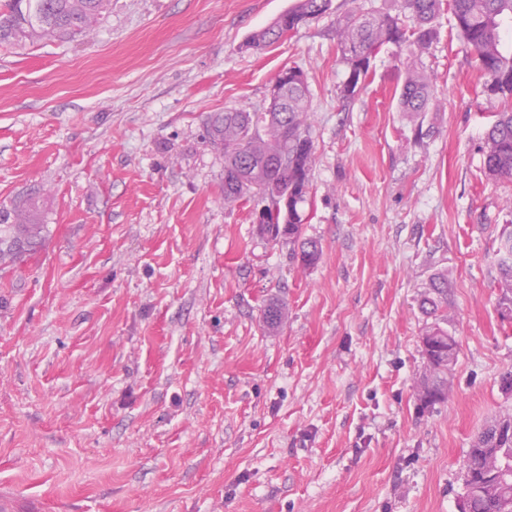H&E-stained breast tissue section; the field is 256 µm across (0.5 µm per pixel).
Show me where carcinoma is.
Wrapping results in <instances>:
<instances>
[{"label":"carcinoma","instance_id":"cac0c4a2","mask_svg":"<svg viewBox=\"0 0 512 512\" xmlns=\"http://www.w3.org/2000/svg\"><path fill=\"white\" fill-rule=\"evenodd\" d=\"M332 0H296L275 21L250 35L245 46L263 51L301 23L331 9ZM442 0H399L397 12H355L339 21L337 51L349 67L346 91L355 93L369 75L370 64L360 66L361 57L377 54L387 44L408 45L403 65L404 82L398 94L403 112H423L432 94L427 75L416 67L414 57L434 39L432 21ZM456 27L477 53L479 68L492 91L512 99V84H502L512 75V51L505 30L512 26V0H448ZM112 0H0V44L69 43L93 32L108 13ZM309 86L288 89V107L281 112L224 111L211 114L206 122L204 143L224 154V203L235 204L258 196L259 187L280 181L289 193L288 212L270 215L265 233L270 240L288 238L298 243V261L311 267L321 258L312 239L301 238L314 146L308 123ZM484 171L491 179L512 178V108L498 114L486 135ZM42 196L34 191L11 206L0 207V256L21 257L33 251L41 224ZM500 305L512 314V230L500 232L498 249ZM448 278L432 280L421 300L423 312L434 322L423 336L427 372L423 376L420 401L430 408L446 397L447 374L455 363L459 344L448 334ZM288 318L284 303L274 300L262 311L267 328L276 330ZM512 415H502L479 432L464 465L466 512H512Z\"/></svg>","mask_w":512,"mask_h":512}]
</instances>
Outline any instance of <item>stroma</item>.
I'll return each instance as SVG.
<instances>
[{"mask_svg": "<svg viewBox=\"0 0 512 512\" xmlns=\"http://www.w3.org/2000/svg\"><path fill=\"white\" fill-rule=\"evenodd\" d=\"M294 0H112L71 43L0 45V206L40 190L43 242L0 258V498L22 512H458L477 433L512 414V319L496 251L512 179L483 172L504 100L448 11L417 63L388 44L345 95L333 0L262 52ZM307 78L314 161L302 235L224 202L211 113L265 111ZM448 277V397L421 407L419 309ZM288 319L271 331L269 300Z\"/></svg>", "mask_w": 512, "mask_h": 512, "instance_id": "stroma-1", "label": "stroma"}]
</instances>
